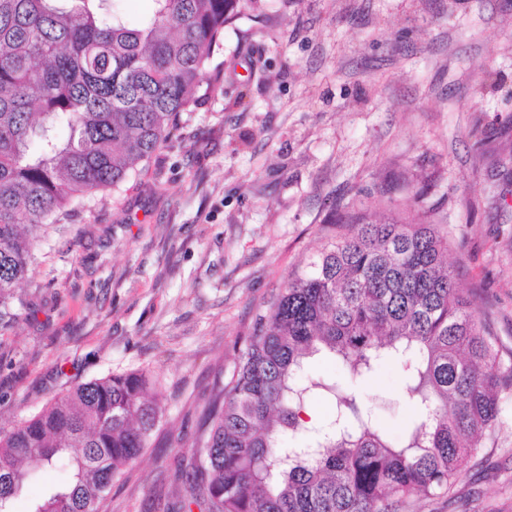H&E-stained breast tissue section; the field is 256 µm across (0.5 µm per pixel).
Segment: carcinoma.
I'll return each instance as SVG.
<instances>
[{"label":"carcinoma","mask_w":512,"mask_h":512,"mask_svg":"<svg viewBox=\"0 0 512 512\" xmlns=\"http://www.w3.org/2000/svg\"><path fill=\"white\" fill-rule=\"evenodd\" d=\"M0 0V322L32 259L25 225L55 224L119 187L164 146L199 90L224 27L259 0ZM352 225L290 275L256 314L230 378L216 385L176 478L173 512H399L466 471L512 391V360L457 286L447 242L424 224ZM324 352L362 381L401 364L413 425L391 445L354 393L301 380ZM314 390L336 413L314 442ZM162 409L147 373L74 385L0 433V512L43 469L67 479L30 512H102Z\"/></svg>","instance_id":"obj_1"}]
</instances>
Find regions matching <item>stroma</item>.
Returning <instances> with one entry per match:
<instances>
[{"mask_svg":"<svg viewBox=\"0 0 512 512\" xmlns=\"http://www.w3.org/2000/svg\"><path fill=\"white\" fill-rule=\"evenodd\" d=\"M221 84L138 178L32 226L34 262L0 326V430L73 384L145 370L164 431L105 512L184 495L190 446L258 309L347 225H431L463 292L512 355V0H264L224 29ZM353 390L391 444L412 411L387 362ZM407 512H512V395L447 496Z\"/></svg>","mask_w":512,"mask_h":512,"instance_id":"obj_1","label":"stroma"}]
</instances>
